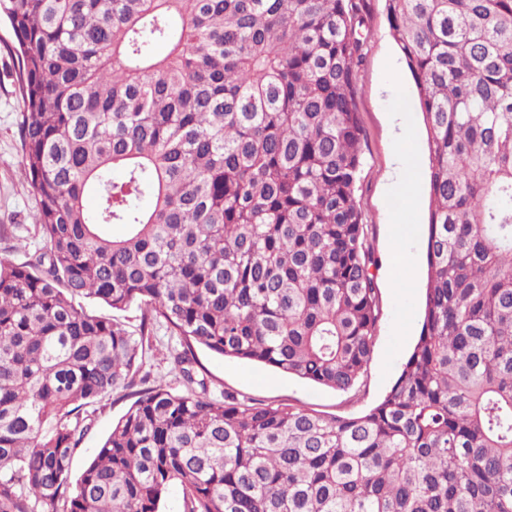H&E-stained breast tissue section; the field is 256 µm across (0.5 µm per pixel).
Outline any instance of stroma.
<instances>
[{
    "label": "stroma",
    "instance_id": "35a3bbf8",
    "mask_svg": "<svg viewBox=\"0 0 512 512\" xmlns=\"http://www.w3.org/2000/svg\"><path fill=\"white\" fill-rule=\"evenodd\" d=\"M371 38L361 72L357 109L364 130V164L357 196L371 243L379 260L376 282L382 316L372 359L362 382V398L346 395L253 362L221 357L196 347L198 367L213 395H244L265 404L293 403L320 412L352 415L362 412L387 392L419 333L426 283L425 239L429 209L427 132L416 110V89L387 20L385 0H366ZM12 32L0 20V225L8 236L0 249L11 247L15 261H24L39 245L34 228L36 201L22 173L19 138L20 96L17 63L11 51ZM414 164L413 179L399 167L403 158ZM401 264L391 268L392 255ZM149 382L160 381L183 392L179 369L167 349V338L151 339L142 367ZM130 399L112 393L93 406L92 425L80 443L71 476L79 478L85 463L129 408Z\"/></svg>",
    "mask_w": 512,
    "mask_h": 512
}]
</instances>
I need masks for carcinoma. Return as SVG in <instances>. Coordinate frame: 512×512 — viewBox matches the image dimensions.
Returning a JSON list of instances; mask_svg holds the SVG:
<instances>
[{
	"label": "carcinoma",
	"mask_w": 512,
	"mask_h": 512,
	"mask_svg": "<svg viewBox=\"0 0 512 512\" xmlns=\"http://www.w3.org/2000/svg\"><path fill=\"white\" fill-rule=\"evenodd\" d=\"M386 11L428 135L425 303L390 389L341 416L212 398L194 347L357 396L364 0H0L43 242L0 255V512H159L175 482L183 512H512V0ZM160 323L186 392L139 390L70 488ZM81 304L85 309L88 311L94 312L98 315H116L122 322L125 323V325L130 329L133 330L136 328V326L139 325L140 322V310L137 309V307H132L128 311L119 313V314H113L109 307H107L105 304L97 301L92 300L89 298H84L81 300ZM119 391L103 398L101 401L88 407L92 413V425L89 433L80 443L73 461L70 477L71 486L74 487L85 463L95 455L104 438L112 429L115 423L129 408L132 399L121 398Z\"/></svg>",
	"instance_id": "cac0c4a2"
}]
</instances>
